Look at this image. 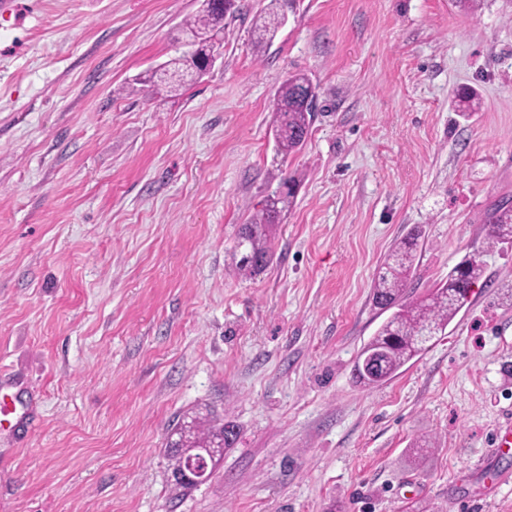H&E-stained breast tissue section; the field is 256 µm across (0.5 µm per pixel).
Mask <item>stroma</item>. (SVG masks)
<instances>
[{"instance_id": "35a3bbf8", "label": "stroma", "mask_w": 512, "mask_h": 512, "mask_svg": "<svg viewBox=\"0 0 512 512\" xmlns=\"http://www.w3.org/2000/svg\"><path fill=\"white\" fill-rule=\"evenodd\" d=\"M241 0L179 91L201 0H0V512H512V0ZM318 116L277 154L280 83ZM292 178L274 256L240 275L241 224ZM421 228L416 299L472 255L483 278L444 336L386 383L355 363L386 320L372 285ZM228 419L190 492L168 434ZM431 448L415 453V438ZM259 17L261 20L259 31L261 33L255 45L257 53L264 52V49L272 42L278 28L282 24L281 16L274 11L264 12V15L260 14ZM485 224L488 226L487 238L490 246L512 245V207L499 206L488 214Z\"/></svg>"}]
</instances>
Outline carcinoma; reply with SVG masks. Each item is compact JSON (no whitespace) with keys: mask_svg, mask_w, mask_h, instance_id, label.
I'll use <instances>...</instances> for the list:
<instances>
[{"mask_svg":"<svg viewBox=\"0 0 512 512\" xmlns=\"http://www.w3.org/2000/svg\"><path fill=\"white\" fill-rule=\"evenodd\" d=\"M222 7L211 6L203 0L200 13L185 21L181 32L194 39L201 58H213L220 53L224 33V19L238 11V0H221ZM259 39L256 50L261 52L272 42L282 24L279 14L268 11L260 16ZM275 112V141L278 153L286 156L299 150L309 133L317 112V94L310 80L302 74L288 76L277 89ZM294 200V189H281L268 198L261 209L252 214L242 225L235 242L238 272L245 276L259 274L273 255V240L282 212ZM488 244L512 245V207L500 206L488 214ZM422 231L418 228L401 238L386 256L374 279L372 303L379 310H394L376 335L371 338L363 353L378 354L377 371L367 375L360 365H355L359 382L375 386L395 377L400 369L425 351L429 344L445 334L448 325L468 300L473 286L484 275V262L476 255L465 259L448 273V280L431 289L425 296L410 300V285ZM232 438L224 441L228 448L234 442L236 425L231 421L219 423L190 417L188 425L178 428L179 448L169 450L171 470L177 472L183 463V453L191 448H207L218 443L224 429Z\"/></svg>","mask_w":512,"mask_h":512,"instance_id":"obj_1","label":"carcinoma"}]
</instances>
